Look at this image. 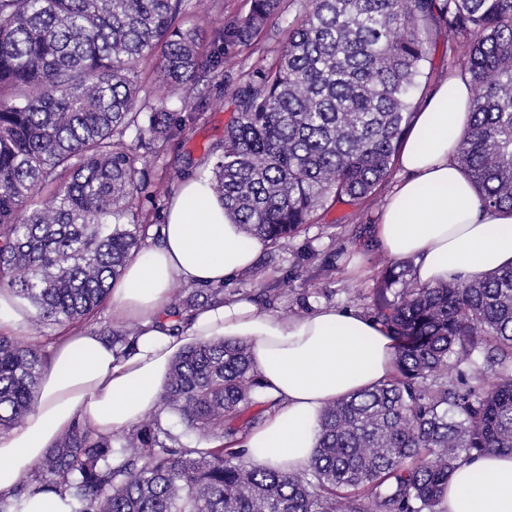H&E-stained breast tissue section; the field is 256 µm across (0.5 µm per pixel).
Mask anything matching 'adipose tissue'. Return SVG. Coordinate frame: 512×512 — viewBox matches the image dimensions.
<instances>
[{
	"label": "adipose tissue",
	"mask_w": 512,
	"mask_h": 512,
	"mask_svg": "<svg viewBox=\"0 0 512 512\" xmlns=\"http://www.w3.org/2000/svg\"><path fill=\"white\" fill-rule=\"evenodd\" d=\"M474 93L466 76L440 84L407 130L399 153L405 172L386 197L376 238L396 260L414 262L418 284L472 281L512 264V211L481 207L456 159L471 122ZM159 245L130 260L112 286V317L137 320L135 351L115 358L94 333H67L22 424L0 432V495H10L57 438L82 420L109 435L157 410L173 359L210 340H244L277 400L263 425L241 442L254 463L284 472L306 467L319 439L322 411L337 399L387 382L396 342L373 318L322 306L300 318L244 301L196 310L179 334L163 329L175 284L218 285L252 266L266 241L246 239L209 178L193 176L174 191ZM444 512H512V455L460 461Z\"/></svg>",
	"instance_id": "1"
}]
</instances>
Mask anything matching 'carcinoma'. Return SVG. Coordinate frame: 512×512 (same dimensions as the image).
Returning <instances> with one entry per match:
<instances>
[{"label": "carcinoma", "mask_w": 512, "mask_h": 512, "mask_svg": "<svg viewBox=\"0 0 512 512\" xmlns=\"http://www.w3.org/2000/svg\"><path fill=\"white\" fill-rule=\"evenodd\" d=\"M188 0H0V291L32 309L33 334L75 329L106 303L126 263L158 240L132 211L173 113L219 60L203 27L182 28ZM267 71L236 86V117L210 146L214 190L248 237L276 247L331 205L374 194L409 123L428 50L427 21L469 40L472 122L457 160L482 207L512 210V0H309ZM279 0H252L213 32L224 59L249 47ZM162 49L157 87L142 65ZM135 143H127L128 132ZM409 266L375 284L373 318L397 341L396 375L320 416L309 465L284 473L237 448L271 409L244 341H207L172 363L159 414L110 436L77 421L0 512L63 491L70 512H440L460 459L512 454V265L478 281L421 286ZM399 288L392 289L393 285ZM393 292V299L387 293ZM224 288H183L174 331ZM137 324L100 335L121 357ZM483 359L490 379L462 367ZM50 361L0 333V431L21 424ZM179 419L180 428L161 414ZM371 499V505L362 502Z\"/></svg>", "instance_id": "cac0c4a2"}]
</instances>
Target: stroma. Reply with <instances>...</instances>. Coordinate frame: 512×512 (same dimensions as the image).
Returning <instances> with one entry per match:
<instances>
[{"label":"stroma","instance_id":"35a3bbf8","mask_svg":"<svg viewBox=\"0 0 512 512\" xmlns=\"http://www.w3.org/2000/svg\"><path fill=\"white\" fill-rule=\"evenodd\" d=\"M307 7V0H282L279 15L270 19L252 46L242 50L228 69L219 68L210 74L202 88L210 104L202 112L182 107L176 97H169V109L185 124L180 133L159 142L148 163L150 181H158L175 166L186 168L193 176L210 173V165L202 158L210 144L223 140L224 130L234 117L235 80L248 79L253 72L271 66L288 39L289 21L301 16ZM249 8L250 0H190L184 24L190 27L206 17L220 24L230 16L246 14ZM424 37L430 54L414 99L418 105L445 81L447 74L461 71L467 51L463 45L448 49L445 31L435 23L428 24ZM401 178L400 167L392 166L387 185L376 194L354 206L337 205L318 211L299 233L275 251H263L253 268L225 284V297L250 302L254 288L284 279L288 293L277 304L282 315L291 317L303 307L325 304L370 312L373 283L390 259L377 246L356 237L353 228L378 223L387 194Z\"/></svg>","mask_w":512,"mask_h":512}]
</instances>
